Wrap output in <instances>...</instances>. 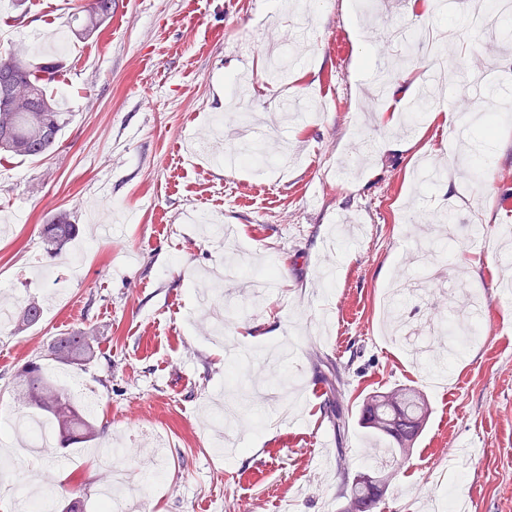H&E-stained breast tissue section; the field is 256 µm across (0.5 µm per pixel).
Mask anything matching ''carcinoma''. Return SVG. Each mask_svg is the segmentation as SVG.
I'll return each instance as SVG.
<instances>
[{
  "instance_id": "carcinoma-1",
  "label": "carcinoma",
  "mask_w": 512,
  "mask_h": 512,
  "mask_svg": "<svg viewBox=\"0 0 512 512\" xmlns=\"http://www.w3.org/2000/svg\"><path fill=\"white\" fill-rule=\"evenodd\" d=\"M112 18V0H90L74 14L71 33L86 40L99 33ZM62 69L59 60L35 62L16 49L0 52V151L23 158L47 154L58 143L66 124L65 113L57 106L54 89ZM77 225L68 215L58 212L40 225V236L46 252L57 257L76 235ZM41 303L35 299L20 305L12 320L13 329L23 331L39 323ZM94 332L76 327L55 337L50 344L52 359L62 365H79L93 357ZM332 402L330 419L336 431L345 427L343 397L345 381L335 369L324 374ZM17 399L27 407L47 415L58 431L59 447L95 439L98 430L91 412L77 405L63 385L45 374L41 365L26 362L15 377ZM428 400L420 392L393 387L386 392H373L361 405V424L369 435L388 440L395 465L414 447L429 414ZM341 512H377L381 496L367 484L347 485L342 494ZM56 512H85L84 500L59 493Z\"/></svg>"
}]
</instances>
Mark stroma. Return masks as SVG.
<instances>
[{"instance_id":"35a3bbf8","label":"stroma","mask_w":512,"mask_h":512,"mask_svg":"<svg viewBox=\"0 0 512 512\" xmlns=\"http://www.w3.org/2000/svg\"><path fill=\"white\" fill-rule=\"evenodd\" d=\"M78 0H0V50L42 44L71 23ZM116 0L96 38L59 58L57 98L69 123L38 158L0 155V299L44 302L41 322L0 332V414L18 410L12 380L31 359L62 384L95 395L97 439L53 448L29 472L8 456L0 512L51 481L100 512L98 455L115 442L143 469L157 439L163 482L143 488L139 512H339L344 477L365 470L373 439L358 425L363 397L407 386L430 404L426 427L391 482L379 512H421L463 499L466 512H512V43L469 27L475 0ZM439 34L438 72L412 55L418 88L448 112L416 114L410 133L381 120L377 73L404 48L373 38L379 26ZM485 60L497 110L483 153L493 183L470 176L472 137L456 141L448 113L480 110L462 75ZM267 167H230L245 128ZM443 178L417 182L422 159ZM69 211L81 258L43 252L45 216ZM453 211L466 246L434 248L445 281L405 294L400 314L383 298L413 282L407 258L436 237ZM237 232L239 278L222 281L224 333L196 309L201 271L225 253L196 215ZM79 260L81 275L68 267ZM275 270L255 301L250 277ZM93 328L95 356L62 367L46 349L59 333ZM346 381L344 437L326 414L320 363ZM239 406L232 455L210 447L225 402ZM345 467H338L337 446Z\"/></svg>"}]
</instances>
